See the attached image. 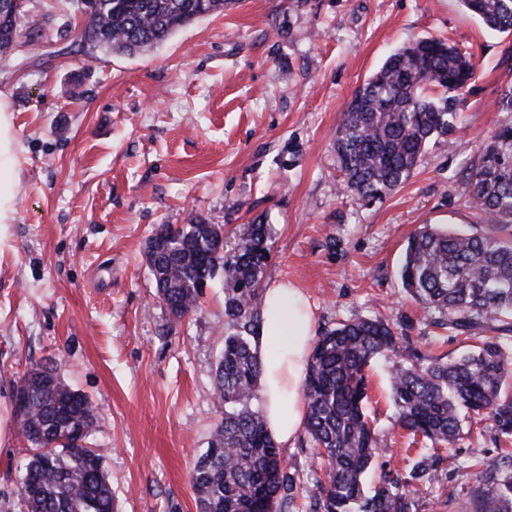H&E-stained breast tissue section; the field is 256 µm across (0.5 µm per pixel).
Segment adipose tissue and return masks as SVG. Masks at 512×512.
<instances>
[{
  "instance_id": "1",
  "label": "adipose tissue",
  "mask_w": 512,
  "mask_h": 512,
  "mask_svg": "<svg viewBox=\"0 0 512 512\" xmlns=\"http://www.w3.org/2000/svg\"><path fill=\"white\" fill-rule=\"evenodd\" d=\"M17 139L11 102L0 91V224L15 215L12 178ZM315 318L289 284L264 292V310L255 346L263 364L262 393L268 431L281 447L292 445L306 413L303 384L315 335Z\"/></svg>"
}]
</instances>
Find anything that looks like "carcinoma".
<instances>
[{
  "label": "carcinoma",
  "instance_id": "cac0c4a2",
  "mask_svg": "<svg viewBox=\"0 0 512 512\" xmlns=\"http://www.w3.org/2000/svg\"><path fill=\"white\" fill-rule=\"evenodd\" d=\"M226 0H78L87 22L78 35L92 51L134 56L182 28L224 10ZM490 30L512 33V0H460ZM16 0H0V56L19 44ZM477 73L472 58L442 39L418 40L390 55L358 88L336 128L333 149L346 190L381 197L410 177L433 139L460 131L458 106ZM466 202L487 228L450 230L432 224L408 239L400 279L410 296L439 313V325L481 336L455 361L420 355L399 343L378 318L342 320L313 344L304 383L305 436L320 495L309 512H417L409 484L438 480L436 457L422 455L408 477H383L368 492L365 475L379 440L363 405L366 371L388 363L396 422L409 444L452 447L463 439L462 416L486 415L498 437L512 438V123L486 140L470 166ZM218 224L161 225L151 242L163 260L148 261L156 296L180 320L192 313L209 282L224 273L229 332L216 367L213 394L224 405L209 448L190 481L197 512H290L304 489L303 470L285 462L268 434L260 397L262 365L252 347L261 322L260 282L270 250L265 224H249L230 250L218 248ZM27 390L19 420L33 454L22 487L27 512H113L112 486L90 446L94 407L59 375L31 368L18 379ZM470 512H512V454L479 472L469 489Z\"/></svg>",
  "mask_w": 512,
  "mask_h": 512
}]
</instances>
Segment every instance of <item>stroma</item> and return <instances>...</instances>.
I'll return each mask as SVG.
<instances>
[{
	"label": "stroma",
	"instance_id": "obj_1",
	"mask_svg": "<svg viewBox=\"0 0 512 512\" xmlns=\"http://www.w3.org/2000/svg\"><path fill=\"white\" fill-rule=\"evenodd\" d=\"M24 17L34 37L0 59L18 141L15 216L0 224V512H27L14 396L37 364L95 407L90 441L114 512H197L190 470L222 416L211 387L224 279L173 322L145 265L159 225L220 224L231 245L245 225L268 224L263 281L294 284L317 330L378 316L422 354L468 351L408 296L399 269L420 225L478 227L466 170L512 122L494 108L512 80V35L488 31L460 0H228L129 57L80 44L76 0H27ZM431 36L477 63L460 133L431 142L384 199L348 196L332 150L341 111L390 54ZM366 412L385 448L373 488L410 468L378 364ZM506 449L491 420L472 425L439 482L418 486V512H467L475 479L461 462L489 466Z\"/></svg>",
	"mask_w": 512,
	"mask_h": 512
}]
</instances>
